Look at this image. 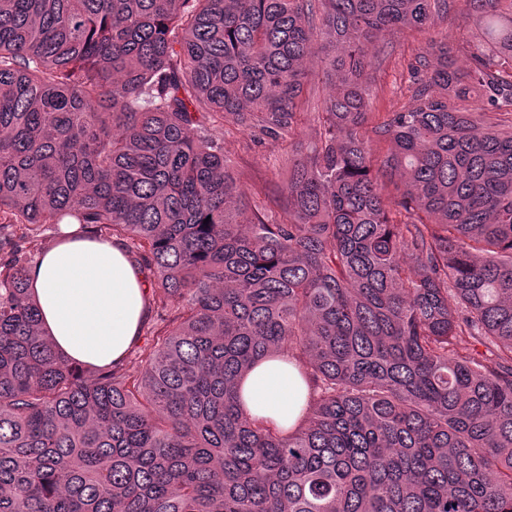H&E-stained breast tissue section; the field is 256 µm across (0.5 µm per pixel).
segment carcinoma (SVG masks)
<instances>
[{
    "label": "carcinoma",
    "mask_w": 512,
    "mask_h": 512,
    "mask_svg": "<svg viewBox=\"0 0 512 512\" xmlns=\"http://www.w3.org/2000/svg\"><path fill=\"white\" fill-rule=\"evenodd\" d=\"M450 13L479 41L371 111L381 35ZM506 114L512 0H0V512H512ZM238 133L283 146L274 195ZM66 219L151 275L136 376L40 330L26 243ZM280 357L289 428L240 395ZM247 141L246 134L225 137L224 157L232 164H238L245 186L248 187L253 180H266L271 190L277 191L288 179L287 170L281 164L282 146L266 140L246 150Z\"/></svg>",
    "instance_id": "obj_1"
}]
</instances>
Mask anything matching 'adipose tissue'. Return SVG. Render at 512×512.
Returning a JSON list of instances; mask_svg holds the SVG:
<instances>
[{"instance_id": "obj_1", "label": "adipose tissue", "mask_w": 512, "mask_h": 512, "mask_svg": "<svg viewBox=\"0 0 512 512\" xmlns=\"http://www.w3.org/2000/svg\"><path fill=\"white\" fill-rule=\"evenodd\" d=\"M30 269L42 332L69 360L103 366L135 343L147 316L148 288L123 246L64 224ZM251 414L292 425L307 399L294 364L265 360L242 381Z\"/></svg>"}]
</instances>
